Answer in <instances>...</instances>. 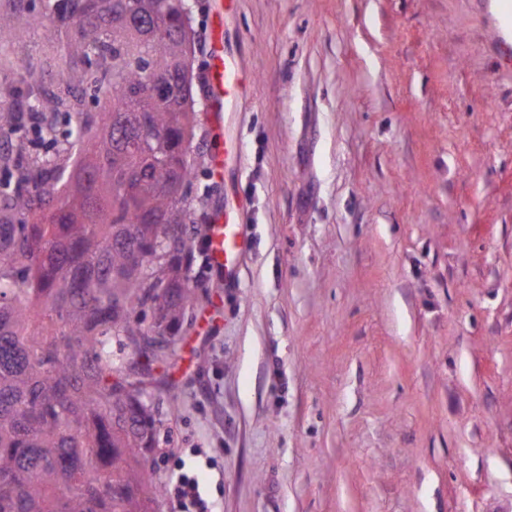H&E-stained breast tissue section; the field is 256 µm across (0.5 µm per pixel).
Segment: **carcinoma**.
I'll return each instance as SVG.
<instances>
[{"label": "carcinoma", "instance_id": "cac0c4a2", "mask_svg": "<svg viewBox=\"0 0 512 512\" xmlns=\"http://www.w3.org/2000/svg\"><path fill=\"white\" fill-rule=\"evenodd\" d=\"M187 0L0 3V29L65 37L68 67L109 100L83 110L67 80L47 84L14 51V83L58 153L20 148L0 162V512H148L157 488L127 456L146 458L162 424L145 400L155 337L174 336L194 302L186 224L198 124L187 57ZM23 122L0 104V131ZM104 126L98 136L97 126ZM109 181L102 190L100 179ZM40 304L68 325L37 338ZM152 313L144 326L142 315ZM130 349L140 360L114 355ZM62 489L58 502L49 491Z\"/></svg>", "mask_w": 512, "mask_h": 512}]
</instances>
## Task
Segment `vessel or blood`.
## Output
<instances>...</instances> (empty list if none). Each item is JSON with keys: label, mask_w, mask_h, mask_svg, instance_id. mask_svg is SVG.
Wrapping results in <instances>:
<instances>
[{"label": "vessel or blood", "mask_w": 512, "mask_h": 512, "mask_svg": "<svg viewBox=\"0 0 512 512\" xmlns=\"http://www.w3.org/2000/svg\"><path fill=\"white\" fill-rule=\"evenodd\" d=\"M208 53L206 108L211 112L213 123L218 129L211 154V172L219 178L237 151L232 136L222 131L224 115L234 111L239 100L249 93L252 81L238 61L225 54L221 28L213 29ZM207 237L212 265L223 270L225 276H232L249 244L241 208L232 206L219 211L213 223L207 227Z\"/></svg>", "instance_id": "b4317fda"}]
</instances>
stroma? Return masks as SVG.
<instances>
[{"instance_id": "obj_1", "label": "stroma", "mask_w": 512, "mask_h": 512, "mask_svg": "<svg viewBox=\"0 0 512 512\" xmlns=\"http://www.w3.org/2000/svg\"><path fill=\"white\" fill-rule=\"evenodd\" d=\"M204 78L215 0H190ZM253 79L189 158L205 217L243 207L232 278L194 234L196 300L146 400L163 494L210 512H512V27L498 0H236ZM58 82L62 39L0 30ZM175 494L180 499L184 512H206L205 502L199 493L198 480L194 476L181 475L174 487Z\"/></svg>"}]
</instances>
